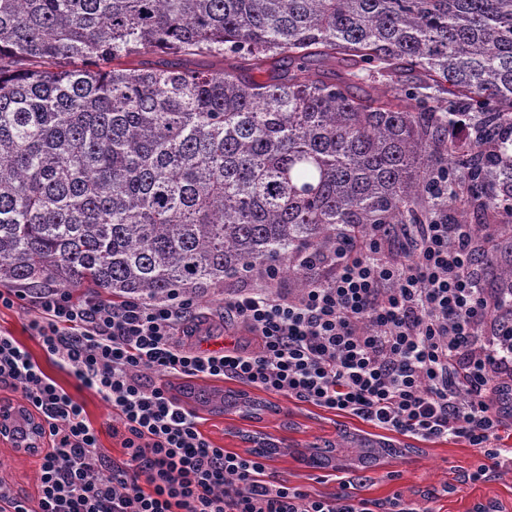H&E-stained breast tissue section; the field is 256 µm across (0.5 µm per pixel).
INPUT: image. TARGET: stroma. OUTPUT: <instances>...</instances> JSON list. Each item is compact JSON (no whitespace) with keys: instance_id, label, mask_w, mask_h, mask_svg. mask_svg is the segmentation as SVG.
<instances>
[{"instance_id":"1","label":"stroma","mask_w":512,"mask_h":512,"mask_svg":"<svg viewBox=\"0 0 512 512\" xmlns=\"http://www.w3.org/2000/svg\"><path fill=\"white\" fill-rule=\"evenodd\" d=\"M223 300L202 299L196 318L178 325L176 339L195 351H219L246 344L247 334L223 317ZM28 310L0 306V334L13 337L39 363L43 371L82 403L88 419L99 431V444L108 455H117L119 444L108 426L114 413L111 405L95 390L78 385L55 359L42 348L30 327ZM274 407L257 420H241L238 413L222 419H204L202 432L215 444L242 453L249 437H267L288 453L271 459L266 471L272 481L298 486L311 493L331 495L339 491V479L352 480L354 491L365 498L384 499L400 491L414 496L423 512H472L475 503L493 500L502 512H512V471L502 469L475 482L470 474L479 463L474 448L463 441L435 440L390 434L358 420L334 414L293 398L277 396ZM371 440H386L402 448L403 454L380 461L368 469H352L336 476L327 469H315L294 460L289 451L336 440L340 434ZM0 477L9 481L14 493L32 496L38 485L36 456L16 450L11 439L0 440Z\"/></svg>"}]
</instances>
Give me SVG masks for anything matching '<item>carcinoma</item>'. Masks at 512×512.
Here are the masks:
<instances>
[{"instance_id": "obj_1", "label": "carcinoma", "mask_w": 512, "mask_h": 512, "mask_svg": "<svg viewBox=\"0 0 512 512\" xmlns=\"http://www.w3.org/2000/svg\"><path fill=\"white\" fill-rule=\"evenodd\" d=\"M461 209L512 218V0H0V284L200 300ZM350 443L306 459L397 455Z\"/></svg>"}]
</instances>
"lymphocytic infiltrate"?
Returning a JSON list of instances; mask_svg holds the SVG:
<instances>
[{
    "label": "lymphocytic infiltrate",
    "instance_id": "f902f5d3",
    "mask_svg": "<svg viewBox=\"0 0 512 512\" xmlns=\"http://www.w3.org/2000/svg\"><path fill=\"white\" fill-rule=\"evenodd\" d=\"M393 227L373 225L342 247L329 276L280 291L259 288L224 301L226 317L253 335L251 350L199 354L174 336L194 303L73 300L59 288L0 290V305L26 302L42 348L118 415L111 457L84 407L10 336H0V386L22 392L49 448L36 449L35 498L0 480V512H419L395 492L361 498L349 481L333 496L266 479L268 457L214 445L166 377L236 379L260 390L425 440L462 439L480 463L474 481L512 469V309L475 275L469 228L437 216L411 224L402 257H381Z\"/></svg>",
    "mask_w": 512,
    "mask_h": 512
}]
</instances>
